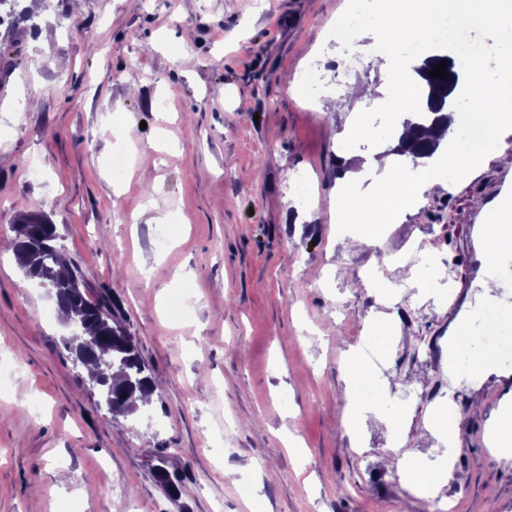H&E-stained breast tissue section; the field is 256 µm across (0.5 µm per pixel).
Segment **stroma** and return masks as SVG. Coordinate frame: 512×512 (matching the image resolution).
Here are the masks:
<instances>
[{
    "label": "stroma",
    "instance_id": "obj_1",
    "mask_svg": "<svg viewBox=\"0 0 512 512\" xmlns=\"http://www.w3.org/2000/svg\"><path fill=\"white\" fill-rule=\"evenodd\" d=\"M39 2L0 23V512H425L404 470L428 474L449 512H512V455L493 440L512 420V366L474 352L452 367L473 317L512 325L492 285L512 254L491 262L478 236L512 188L495 136L370 227L387 249L353 251L341 192H381L370 160L392 144L342 141L377 102L351 82L314 102L291 84L349 52L354 80L385 92L370 40L347 51L329 35L348 0ZM157 197L173 219L163 250ZM35 203L159 382L133 416H112L54 296L14 259L12 225ZM185 289L177 318L167 303ZM366 336L375 396L405 401L393 436L373 416L348 423ZM443 410L451 443L432 424Z\"/></svg>",
    "mask_w": 512,
    "mask_h": 512
}]
</instances>
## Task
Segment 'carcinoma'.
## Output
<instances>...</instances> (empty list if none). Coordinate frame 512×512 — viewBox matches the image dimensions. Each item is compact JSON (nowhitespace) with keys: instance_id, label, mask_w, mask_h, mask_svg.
<instances>
[{"instance_id":"obj_1","label":"carcinoma","mask_w":512,"mask_h":512,"mask_svg":"<svg viewBox=\"0 0 512 512\" xmlns=\"http://www.w3.org/2000/svg\"><path fill=\"white\" fill-rule=\"evenodd\" d=\"M444 60L448 63L445 78L431 76L434 66ZM416 72L423 80L419 84L420 113L411 114L403 122L393 153L409 156L417 164L432 157L439 147V142L428 139L429 131L437 125L448 128L452 124L448 98L457 91L459 74L455 60L440 54L424 59ZM58 238L56 225L38 206H32L15 225V261L29 276L52 286L58 307L67 313V319L82 327V338L68 350L81 358L108 409L130 415L137 409L135 394L147 399L155 390V381L133 338L117 321L112 295L103 291L93 299L87 297V287L56 246Z\"/></svg>"}]
</instances>
